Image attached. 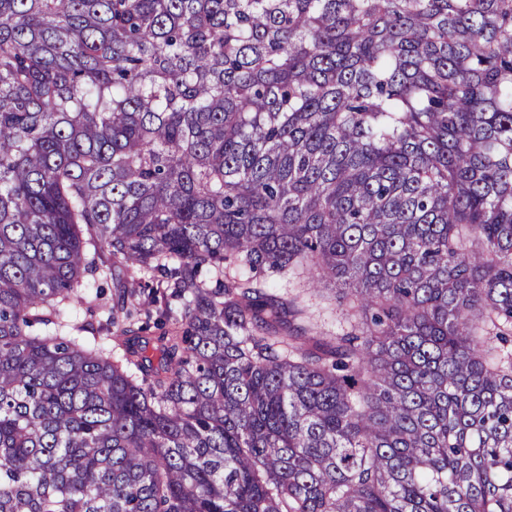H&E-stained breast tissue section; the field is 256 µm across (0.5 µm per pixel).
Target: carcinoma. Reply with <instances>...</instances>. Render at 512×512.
<instances>
[{
  "mask_svg": "<svg viewBox=\"0 0 512 512\" xmlns=\"http://www.w3.org/2000/svg\"><path fill=\"white\" fill-rule=\"evenodd\" d=\"M0 512H512V0H0ZM306 293L300 292L301 297L299 301V307H304L306 309V314H303L305 320H309L308 316L310 314L313 315L315 319H318V311L320 310L321 314L325 313V326H324V332H327V334H335L339 330V324L338 322L335 323V321L328 316L330 310L329 308H332V306L329 305L331 303L330 301L323 300L320 295H324L326 297H332L333 292L326 289H321L318 291H305Z\"/></svg>",
  "mask_w": 512,
  "mask_h": 512,
  "instance_id": "1",
  "label": "carcinoma"
}]
</instances>
